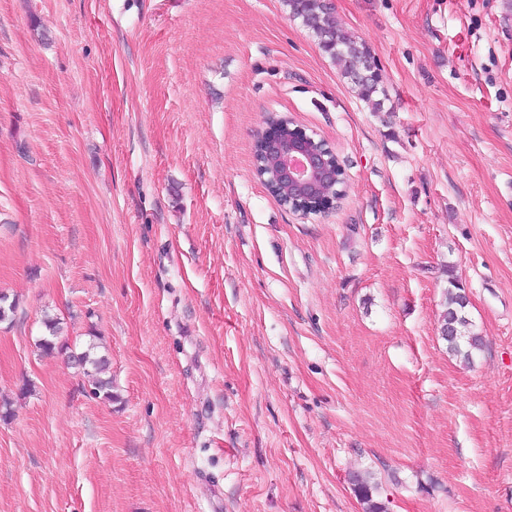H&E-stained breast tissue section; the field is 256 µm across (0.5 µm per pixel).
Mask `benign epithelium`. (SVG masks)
I'll use <instances>...</instances> for the list:
<instances>
[{
    "instance_id": "obj_1",
    "label": "benign epithelium",
    "mask_w": 512,
    "mask_h": 512,
    "mask_svg": "<svg viewBox=\"0 0 512 512\" xmlns=\"http://www.w3.org/2000/svg\"><path fill=\"white\" fill-rule=\"evenodd\" d=\"M263 156L278 161L266 166L268 180L290 204H307L321 211L334 206L335 198L318 195L320 184L329 179L344 181L342 167L332 160L330 149L322 140L298 125L285 128L267 122L259 131Z\"/></svg>"
}]
</instances>
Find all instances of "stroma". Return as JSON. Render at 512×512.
I'll return each instance as SVG.
<instances>
[{
	"instance_id": "obj_1",
	"label": "stroma",
	"mask_w": 512,
	"mask_h": 512,
	"mask_svg": "<svg viewBox=\"0 0 512 512\" xmlns=\"http://www.w3.org/2000/svg\"><path fill=\"white\" fill-rule=\"evenodd\" d=\"M330 3L381 108L283 0H0V512H365L355 471L386 512H512V0ZM274 114L334 209L257 179ZM446 267L448 289L444 301V310L441 315V328L448 327L449 324L451 332L448 337L442 336V339L447 342L449 353L469 361L473 351L481 348L482 338L471 332L468 328L471 324L465 315V309L468 304L464 301V294L468 302L469 295L455 276L454 266L448 264ZM94 343H90L86 350L79 353L80 361L76 360L74 354L69 358L74 365L81 368L84 373H93L95 376L94 395L101 397L104 400H112V378L106 377L105 373L108 369V360L104 356H93V349L96 348Z\"/></svg>"
}]
</instances>
